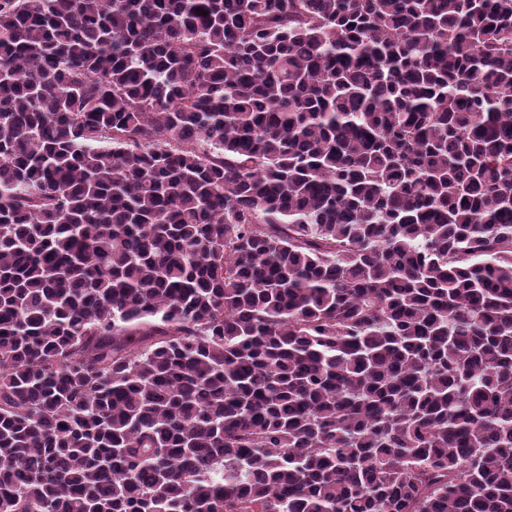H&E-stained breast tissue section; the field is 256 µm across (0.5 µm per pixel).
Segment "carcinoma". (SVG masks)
I'll return each mask as SVG.
<instances>
[{
	"label": "carcinoma",
	"instance_id": "carcinoma-1",
	"mask_svg": "<svg viewBox=\"0 0 512 512\" xmlns=\"http://www.w3.org/2000/svg\"><path fill=\"white\" fill-rule=\"evenodd\" d=\"M0 512H512V0H0Z\"/></svg>",
	"mask_w": 512,
	"mask_h": 512
}]
</instances>
